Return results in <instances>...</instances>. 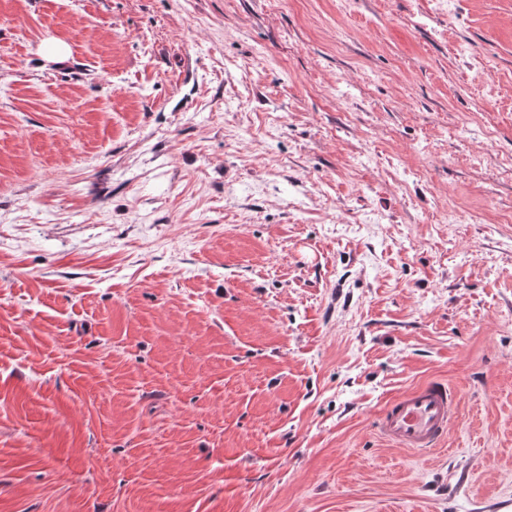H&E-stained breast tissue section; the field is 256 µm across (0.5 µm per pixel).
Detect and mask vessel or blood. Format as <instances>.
<instances>
[{
  "instance_id": "b4317fda",
  "label": "vessel or blood",
  "mask_w": 512,
  "mask_h": 512,
  "mask_svg": "<svg viewBox=\"0 0 512 512\" xmlns=\"http://www.w3.org/2000/svg\"><path fill=\"white\" fill-rule=\"evenodd\" d=\"M457 405L456 392L445 382L429 381L391 399L379 431L397 446L428 452L444 443Z\"/></svg>"
}]
</instances>
